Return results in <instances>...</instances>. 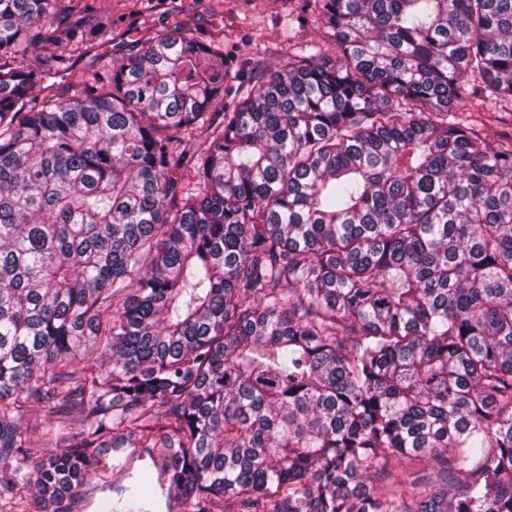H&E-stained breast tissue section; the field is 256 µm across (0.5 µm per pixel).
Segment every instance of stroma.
<instances>
[{
    "mask_svg": "<svg viewBox=\"0 0 512 512\" xmlns=\"http://www.w3.org/2000/svg\"><path fill=\"white\" fill-rule=\"evenodd\" d=\"M73 5L86 9L91 19L108 16L112 24L93 44L68 47L66 64L47 72L33 91L36 98L81 94L84 80L136 54L145 39L178 27L223 46L229 73L224 105L231 108L258 76L326 40L314 0H73ZM454 110L462 124L491 126L490 143H497L499 135H512V112L493 102L470 97ZM126 456L124 468H96L67 512H97L109 488L132 486L141 471L153 466L149 449L130 448Z\"/></svg>",
    "mask_w": 512,
    "mask_h": 512,
    "instance_id": "35a3bbf8",
    "label": "stroma"
}]
</instances>
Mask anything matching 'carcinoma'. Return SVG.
<instances>
[{"instance_id":"1","label":"carcinoma","mask_w":512,"mask_h":512,"mask_svg":"<svg viewBox=\"0 0 512 512\" xmlns=\"http://www.w3.org/2000/svg\"><path fill=\"white\" fill-rule=\"evenodd\" d=\"M318 4L336 62L218 122L224 52L181 29L36 102L16 47L45 21L62 66L87 22L0 0V512L118 448L156 449L187 512H512V139L453 112L512 108V0ZM153 505L144 478L119 512ZM431 467L432 462H430L427 458H420L403 463L392 461L388 465V471L390 474H394L398 478L405 477L411 479L425 472H428Z\"/></svg>"}]
</instances>
